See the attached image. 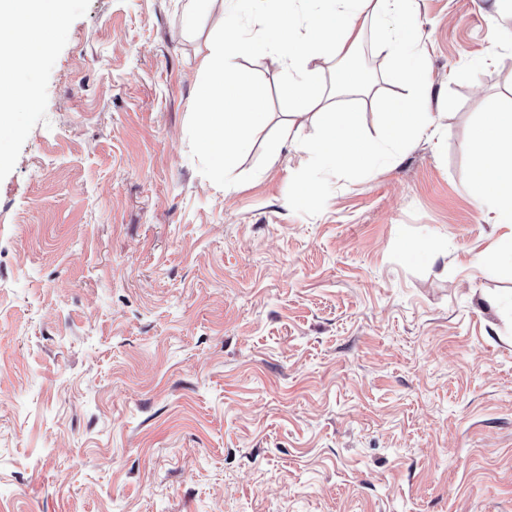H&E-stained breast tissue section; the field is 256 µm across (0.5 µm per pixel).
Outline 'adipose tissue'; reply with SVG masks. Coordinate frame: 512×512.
<instances>
[{
	"mask_svg": "<svg viewBox=\"0 0 512 512\" xmlns=\"http://www.w3.org/2000/svg\"><path fill=\"white\" fill-rule=\"evenodd\" d=\"M309 13L296 15L293 0L278 10L258 12L253 23L279 36L266 49L282 71L289 100L313 113L320 127L313 153L339 166H355L375 156L394 157L415 140L434 139L442 113L429 111L432 84L420 34L417 0H314ZM68 0H0V139L17 126L20 106L32 99L16 75L34 69L66 15ZM373 33L407 89L387 113L389 131L383 144L365 140L352 113L336 108L337 97L369 95L371 81L354 67L366 33ZM253 49L238 32L231 12L224 33L199 54L198 69L207 79L197 91V114L204 152L224 171H233L249 146L253 130L265 125L260 96L244 106L240 96L251 84L240 65ZM336 63V89L324 90L325 65ZM472 179L468 193L476 204L493 202V222L512 241V108L487 113L471 134Z\"/></svg>",
	"mask_w": 512,
	"mask_h": 512,
	"instance_id": "ef3b65f1",
	"label": "adipose tissue"
}]
</instances>
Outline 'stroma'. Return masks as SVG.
Returning a JSON list of instances; mask_svg holds the SVG:
<instances>
[{"label": "stroma", "mask_w": 512, "mask_h": 512, "mask_svg": "<svg viewBox=\"0 0 512 512\" xmlns=\"http://www.w3.org/2000/svg\"><path fill=\"white\" fill-rule=\"evenodd\" d=\"M491 0H419L438 138L313 161L265 95L231 175L200 148L220 4L70 0L0 163V512H512V255L470 131L512 105ZM367 140L401 92L374 35Z\"/></svg>", "instance_id": "1"}]
</instances>
